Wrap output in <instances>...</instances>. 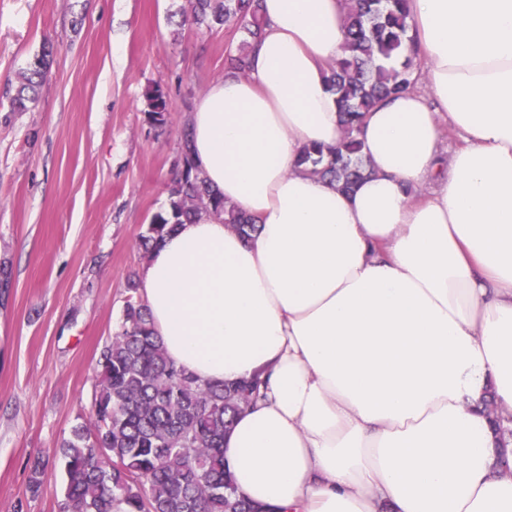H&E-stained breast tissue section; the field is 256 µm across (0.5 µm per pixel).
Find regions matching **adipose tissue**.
Returning <instances> with one entry per match:
<instances>
[{"label": "adipose tissue", "instance_id": "obj_1", "mask_svg": "<svg viewBox=\"0 0 512 512\" xmlns=\"http://www.w3.org/2000/svg\"><path fill=\"white\" fill-rule=\"evenodd\" d=\"M427 93L363 122L353 191L310 174L338 144L326 73L344 0H262L249 76L188 116L211 188L257 225H179L140 272L167 356L265 382L224 438L241 496L278 512H512L485 393L512 413V0H408ZM459 140L439 168L443 131Z\"/></svg>", "mask_w": 512, "mask_h": 512}]
</instances>
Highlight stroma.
<instances>
[{"label":"stroma","mask_w":512,"mask_h":512,"mask_svg":"<svg viewBox=\"0 0 512 512\" xmlns=\"http://www.w3.org/2000/svg\"><path fill=\"white\" fill-rule=\"evenodd\" d=\"M185 6L0 0V512H60V445L91 417L99 352L144 264L138 237L167 203L187 114L244 37L182 23ZM47 38L58 53L37 106L10 111ZM155 85L162 127L144 114ZM145 114L148 121L155 126H164L168 120L167 100L162 90L157 86L148 88L144 93Z\"/></svg>","instance_id":"stroma-1"}]
</instances>
